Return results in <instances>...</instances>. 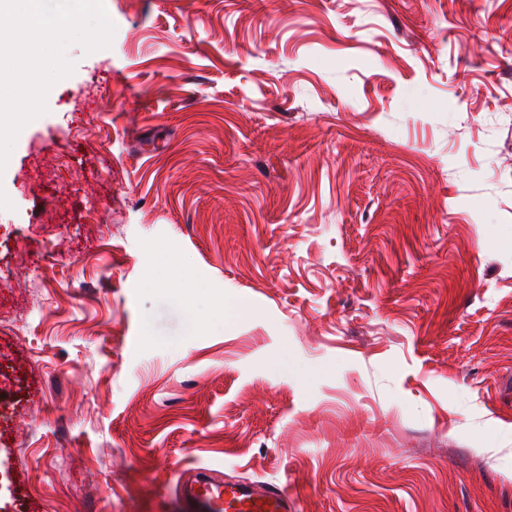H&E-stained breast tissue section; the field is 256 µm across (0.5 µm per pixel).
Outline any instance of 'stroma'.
Masks as SVG:
<instances>
[{
    "instance_id": "1",
    "label": "stroma",
    "mask_w": 512,
    "mask_h": 512,
    "mask_svg": "<svg viewBox=\"0 0 512 512\" xmlns=\"http://www.w3.org/2000/svg\"><path fill=\"white\" fill-rule=\"evenodd\" d=\"M0 188V512H512V0H104ZM175 493L195 512H299V502L283 484L221 480L207 468L179 473Z\"/></svg>"
}]
</instances>
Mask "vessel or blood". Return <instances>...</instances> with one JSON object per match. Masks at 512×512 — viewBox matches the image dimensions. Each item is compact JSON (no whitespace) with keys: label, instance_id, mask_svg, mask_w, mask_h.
Returning a JSON list of instances; mask_svg holds the SVG:
<instances>
[{"label":"vessel or blood","instance_id":"obj_1","mask_svg":"<svg viewBox=\"0 0 512 512\" xmlns=\"http://www.w3.org/2000/svg\"><path fill=\"white\" fill-rule=\"evenodd\" d=\"M175 493L187 512H299V502L276 483L222 480L207 468L179 473Z\"/></svg>","mask_w":512,"mask_h":512}]
</instances>
